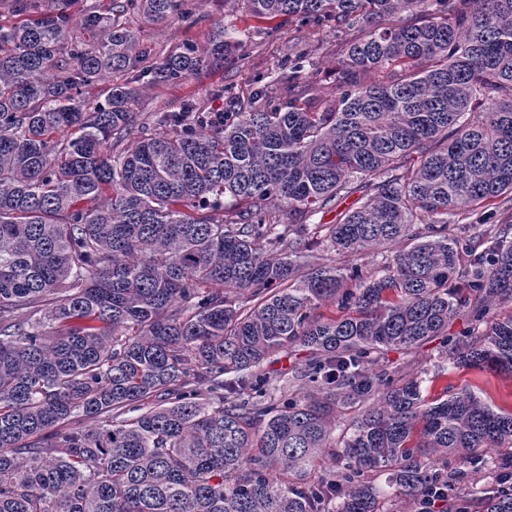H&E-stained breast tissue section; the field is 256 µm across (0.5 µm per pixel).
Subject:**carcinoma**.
Here are the masks:
<instances>
[{"label":"carcinoma","instance_id":"cac0c4a2","mask_svg":"<svg viewBox=\"0 0 512 512\" xmlns=\"http://www.w3.org/2000/svg\"><path fill=\"white\" fill-rule=\"evenodd\" d=\"M78 2L10 0L0 25V512H421L436 493L512 512V411L469 389L429 403L427 371L381 363L437 339L454 368L512 374V314L492 316L512 224L478 229L479 251L456 220L512 195V0H238L360 28L334 95L308 96L298 52L285 98L139 128L142 88L241 41L217 23L156 61L127 17L194 24L200 0ZM319 242L344 263H309ZM462 308L475 326L451 336ZM295 347L279 386L266 365Z\"/></svg>","mask_w":512,"mask_h":512}]
</instances>
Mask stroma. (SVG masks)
Instances as JSON below:
<instances>
[{
    "mask_svg": "<svg viewBox=\"0 0 512 512\" xmlns=\"http://www.w3.org/2000/svg\"><path fill=\"white\" fill-rule=\"evenodd\" d=\"M198 11L202 19L194 24L175 19L154 25L137 15L129 16L128 23L138 30L141 42L150 45L159 59L186 41L205 44L214 21L220 20L226 27L237 29L242 42L241 58L210 64L177 85L146 87L134 107L136 123L145 122L151 112L179 110L189 100L203 103L213 112L227 111L232 99L248 98L255 89L279 77L292 48L303 50L316 62L321 72L316 93L329 96L336 87V68L343 44L360 34L356 28L339 33L328 27L294 22L270 33L263 23L245 17L236 0H201ZM219 88L225 91L220 98L214 95ZM448 386L470 389L492 407L512 410V375L448 368L442 376L423 382V395L426 400H435Z\"/></svg>",
    "mask_w": 512,
    "mask_h": 512,
    "instance_id": "1",
    "label": "stroma"
}]
</instances>
